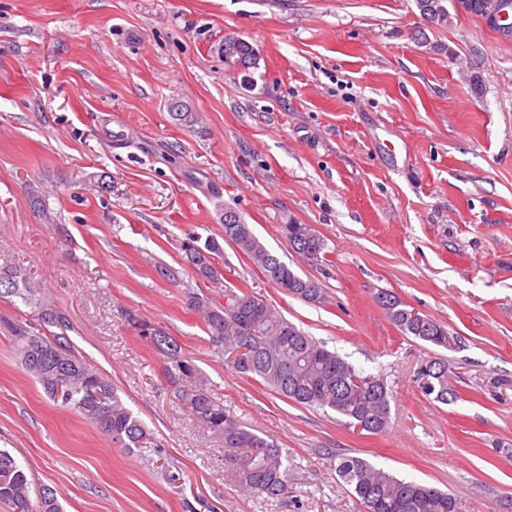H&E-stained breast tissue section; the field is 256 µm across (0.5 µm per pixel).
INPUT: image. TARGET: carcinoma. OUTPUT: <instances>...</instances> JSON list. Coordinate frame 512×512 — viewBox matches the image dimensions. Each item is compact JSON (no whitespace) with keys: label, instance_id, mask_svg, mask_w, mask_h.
<instances>
[{"label":"carcinoma","instance_id":"carcinoma-1","mask_svg":"<svg viewBox=\"0 0 512 512\" xmlns=\"http://www.w3.org/2000/svg\"><path fill=\"white\" fill-rule=\"evenodd\" d=\"M416 4L429 23L448 25V0H416ZM223 52L225 65L244 71L258 60V51L249 42L232 35L224 38ZM170 111L183 127L198 122L197 113L185 104L174 102ZM222 224L223 241L247 256L273 287L307 303H321L318 283L301 277L272 254L243 218L234 224L224 219ZM282 230L295 253L312 261L324 259L326 240L312 225L289 223L282 225ZM221 242L207 238L201 243L193 237L182 244L201 279H217L215 258L224 252ZM2 286L5 294L38 309L40 330L18 321L8 332L21 367L46 395L90 422L119 448H141L148 443L145 425L134 416L112 379L76 353L68 339L72 328L68 316L39 297L34 279L20 269H8L0 271ZM224 298V306H209L204 298L191 293L188 305L202 312L207 334L220 345L236 373L303 407L333 411L361 432L378 435L387 430L390 399L382 376L357 370L259 296L240 290ZM377 303L402 335L439 349L456 348L458 337L439 322L408 309L395 294L382 292ZM135 324L139 336L173 359L175 373L193 377L194 366L177 358L178 344L172 337L146 321ZM416 382L424 396L437 402L446 404L458 398L448 378V365L436 359L420 364ZM183 400L198 427L231 452V474L243 490L271 497L288 494V459L281 449L228 414L223 402L203 385L186 389ZM327 456L336 463V473L365 512H456V500L447 492L400 478L361 457L331 452ZM0 504L10 512H61L56 493L50 489L44 488L39 497L32 498V482L5 450H0Z\"/></svg>","mask_w":512,"mask_h":512}]
</instances>
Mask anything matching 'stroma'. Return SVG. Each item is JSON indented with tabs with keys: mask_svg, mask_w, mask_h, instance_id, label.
<instances>
[{
	"mask_svg": "<svg viewBox=\"0 0 512 512\" xmlns=\"http://www.w3.org/2000/svg\"><path fill=\"white\" fill-rule=\"evenodd\" d=\"M228 34L258 50L248 72L225 66ZM174 101L197 112L194 127L173 120ZM228 206L319 284L322 303L273 288L229 244L218 280L193 273L182 242L222 237ZM291 221L326 238L324 261L292 252L281 233ZM9 266L33 273L77 351L154 435L151 448L115 447L46 397L5 328L37 311L0 298V449L56 491L62 512H363L328 448L448 491L458 512H512V39L473 15L433 26L415 0H0ZM239 289L383 375L388 430L359 432L227 367L187 296L220 305ZM382 291L459 347L401 335ZM139 320L287 453V497L230 479ZM430 357L447 360L454 403L419 391Z\"/></svg>",
	"mask_w": 512,
	"mask_h": 512,
	"instance_id": "stroma-1",
	"label": "stroma"
}]
</instances>
